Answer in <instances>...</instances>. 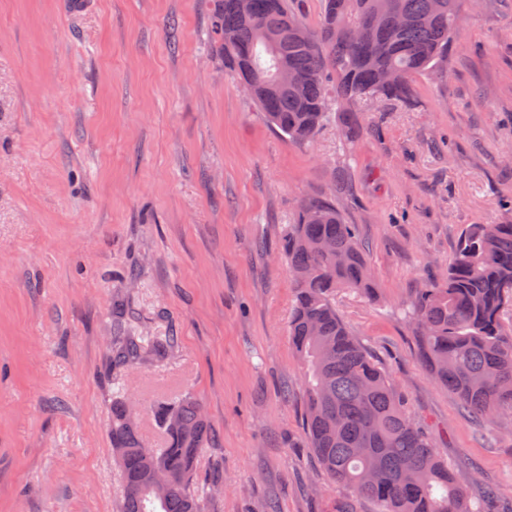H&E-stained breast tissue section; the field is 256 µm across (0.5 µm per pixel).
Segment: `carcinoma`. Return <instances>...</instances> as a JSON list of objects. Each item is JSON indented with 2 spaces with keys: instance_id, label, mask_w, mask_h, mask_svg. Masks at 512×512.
Instances as JSON below:
<instances>
[{
  "instance_id": "obj_1",
  "label": "carcinoma",
  "mask_w": 512,
  "mask_h": 512,
  "mask_svg": "<svg viewBox=\"0 0 512 512\" xmlns=\"http://www.w3.org/2000/svg\"><path fill=\"white\" fill-rule=\"evenodd\" d=\"M464 0H320L318 26L297 0H218L213 29L224 68L255 83L252 99L288 141H311L330 118L374 98L407 103L413 79L445 72ZM284 70L293 81L271 90ZM284 254L293 276L288 336L304 366L306 428L332 481L374 501L378 512H493L470 501L433 436L409 417L387 373L350 333L332 302L338 288L372 294L363 244L323 195L303 199ZM512 223L471 224L453 262L418 289L408 310L431 376L475 418L512 412ZM168 336L112 337L111 361L162 359ZM166 443L147 448L129 400L112 401V450L126 495L121 512H200L193 486L208 437L198 402L185 394L154 410Z\"/></svg>"
}]
</instances>
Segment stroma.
I'll list each match as a JSON object with an SVG mask.
<instances>
[{
    "label": "stroma",
    "instance_id": "35a3bbf8",
    "mask_svg": "<svg viewBox=\"0 0 512 512\" xmlns=\"http://www.w3.org/2000/svg\"><path fill=\"white\" fill-rule=\"evenodd\" d=\"M215 0H0V512H120L112 399L209 424L202 512H377L310 447L282 245L335 200L374 294L336 312L469 495L512 504V414L479 422L424 367L404 312L470 224L512 221V0H465L446 75L289 142L224 69ZM126 327L173 337L110 362Z\"/></svg>",
    "mask_w": 512,
    "mask_h": 512
}]
</instances>
